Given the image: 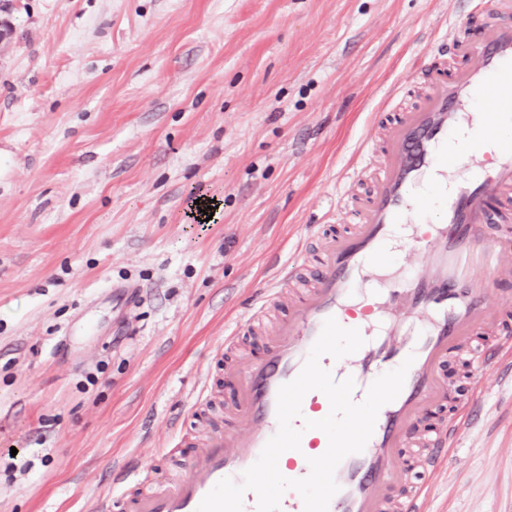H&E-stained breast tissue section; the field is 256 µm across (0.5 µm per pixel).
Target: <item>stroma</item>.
Returning <instances> with one entry per match:
<instances>
[{
    "label": "stroma",
    "instance_id": "obj_1",
    "mask_svg": "<svg viewBox=\"0 0 512 512\" xmlns=\"http://www.w3.org/2000/svg\"><path fill=\"white\" fill-rule=\"evenodd\" d=\"M492 6L0 0V512H93L228 422L264 287ZM449 374L481 406L426 512H512V367Z\"/></svg>",
    "mask_w": 512,
    "mask_h": 512
}]
</instances>
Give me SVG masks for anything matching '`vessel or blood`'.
Segmentation results:
<instances>
[{"instance_id": "vessel-or-blood-1", "label": "vessel or blood", "mask_w": 512, "mask_h": 512, "mask_svg": "<svg viewBox=\"0 0 512 512\" xmlns=\"http://www.w3.org/2000/svg\"><path fill=\"white\" fill-rule=\"evenodd\" d=\"M493 12L474 41H450L465 67L424 73L421 103L386 126L377 170L355 175L367 188L351 204L352 231L318 233V270L310 286L277 323L265 354L235 373L237 430H214L201 447L182 451L176 475L130 496L101 497L96 512H197L221 479L241 481L277 431L280 386L297 377L331 317L365 340L344 366L329 355L320 360L335 380L354 378V397H365L380 375L403 361L411 366L400 394L380 409L364 450L338 465L340 490L328 512H423L428 484L409 489L405 479L419 468L440 471L447 449L471 424L475 402L443 409L444 367L474 336L498 329L500 307L489 294L498 253L512 248V229L492 239L485 226L491 200L512 196V135L502 133L503 121L512 118V24L500 20L512 12V0H496ZM480 140L496 147L491 171L449 186V171L472 156ZM400 224L409 229L406 245L423 254L424 263L402 280L372 281ZM476 266L481 275L473 274ZM400 310L423 318L421 328L401 329ZM511 359L512 334L501 332L477 362L494 370ZM301 410L304 418L319 420L330 404L314 390ZM327 447L325 433L305 432L300 450L279 463L280 473L307 476L309 458Z\"/></svg>"}]
</instances>
